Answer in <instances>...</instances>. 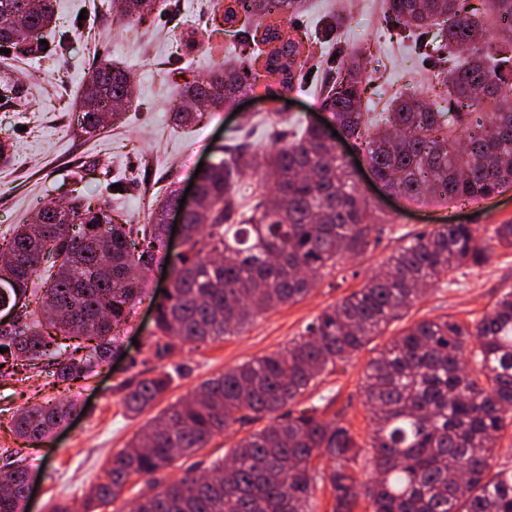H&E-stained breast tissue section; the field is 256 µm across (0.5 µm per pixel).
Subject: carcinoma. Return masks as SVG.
I'll return each mask as SVG.
<instances>
[{
  "label": "carcinoma",
  "mask_w": 512,
  "mask_h": 512,
  "mask_svg": "<svg viewBox=\"0 0 512 512\" xmlns=\"http://www.w3.org/2000/svg\"><path fill=\"white\" fill-rule=\"evenodd\" d=\"M0 14V45L33 55L53 20L51 0H8ZM307 0H228L223 20L244 18L240 32L263 59L262 71L225 64L183 88L173 113L188 125L270 78L288 90L310 72L300 42L281 19ZM398 35L444 75L448 122L414 94L387 112H366L367 58L336 43L335 76L320 92L322 107L359 141L374 174L408 199L458 204L512 187V0H485L492 27L471 0H386ZM156 0H112V14L142 21ZM443 21L446 42L425 40ZM133 97L127 71L102 59L81 91L80 128L94 133L117 118ZM200 173L201 210L185 224L184 249L170 257L173 288L157 304L148 341L160 361L186 344L234 336L257 315L296 302L315 288L321 271L347 255L377 247L384 227L362 199L336 145L314 125L285 146L256 149L240 141ZM249 175L263 184L251 208L236 184ZM173 189L149 223L124 224L114 209L89 198L43 207L0 242V309L16 311L0 324V376L23 359L55 378L89 376L121 346L120 329L141 295L142 277L165 250L164 214ZM512 248V224L490 241ZM489 241L468 224L417 235L393 253L387 273L368 278L326 307L288 348L244 362L206 381L200 392L170 404L141 435L114 454L90 503H113L138 478L156 487L134 512H312L319 489L330 490L332 512H512V469L493 470L498 441L512 428V290L474 326L448 316L405 327L367 365L362 391L373 425L362 445L337 417L313 405L288 410L310 387L349 362L424 287L448 281L463 266L487 262ZM170 374L123 385L125 411L140 414L168 390ZM77 410L74 400L36 403L14 415L25 442L47 437ZM269 423L241 438L212 464L161 487L156 474L207 447L233 424ZM370 469L360 477L364 448ZM0 512H21L27 468L19 451L3 448Z\"/></svg>",
  "instance_id": "cac0c4a2"
}]
</instances>
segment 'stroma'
Masks as SVG:
<instances>
[{
	"mask_svg": "<svg viewBox=\"0 0 512 512\" xmlns=\"http://www.w3.org/2000/svg\"><path fill=\"white\" fill-rule=\"evenodd\" d=\"M214 2L160 0L155 13L130 24L113 16L110 0H52L54 20L45 35L46 50L32 58L0 53V82L10 87L0 102V139L14 144L10 160L0 162L1 235L29 223L37 207L82 194L112 201L127 223H145L154 203L170 190L186 191L198 165L217 162L222 148L242 130H250L254 146L269 148L293 140L308 124L328 121L319 93L331 71L312 37L327 13L344 18L340 34H328V41L343 38L349 46L365 49L370 59L363 100L368 111H386L405 91L428 97L435 111L447 109L442 78L392 38L385 0H310L305 12L284 23L286 33L301 39L303 53L311 57L307 83L291 90L259 84L239 97L241 111L226 107L189 127H175L171 114L180 85L208 76L225 60L246 57L240 39L214 29ZM101 57L129 73L135 95L122 121L108 123L89 138L78 130L75 106L80 87ZM354 178L384 222L385 235L378 247L323 270L304 299L256 316L238 335L189 344L160 361L152 354L148 336L153 308L169 281L157 266L147 273L144 294L121 330L120 355L95 368L88 380L56 385L45 372L26 381L0 377V448L20 450L33 472L27 512H50L58 503L84 512L85 496L103 479L107 460L149 419L145 413L135 418L123 413L121 387L132 378L169 372V389L156 404L164 409L225 370L286 348L323 309L381 273L402 235L433 234L466 222L479 228L512 224V188L448 206L393 195L366 171L355 172ZM115 180L122 185V195L112 191ZM511 289L512 249L495 247L482 266L461 269L449 282L428 288L402 319L392 321L344 369L323 376L309 389L300 407L328 396L327 417L343 419L358 441H367L371 426L361 386L370 358L416 320L446 315L470 324ZM68 392L78 404L68 423L36 446L16 438L10 420L17 410Z\"/></svg>",
	"mask_w": 512,
	"mask_h": 512,
	"instance_id": "obj_1",
	"label": "stroma"
}]
</instances>
